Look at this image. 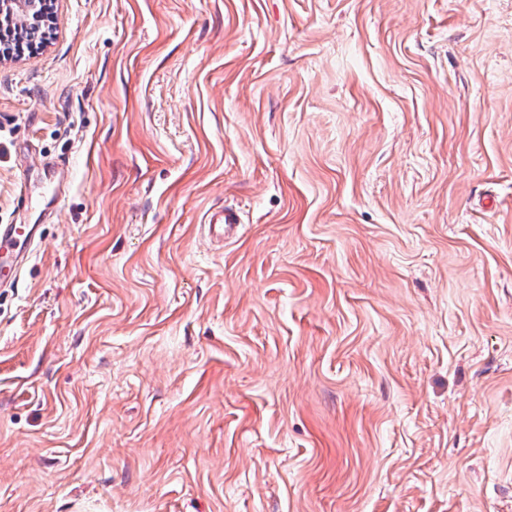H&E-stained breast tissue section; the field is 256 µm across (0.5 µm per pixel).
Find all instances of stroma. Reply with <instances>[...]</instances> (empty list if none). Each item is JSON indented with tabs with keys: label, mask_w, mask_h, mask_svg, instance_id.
<instances>
[{
	"label": "stroma",
	"mask_w": 512,
	"mask_h": 512,
	"mask_svg": "<svg viewBox=\"0 0 512 512\" xmlns=\"http://www.w3.org/2000/svg\"><path fill=\"white\" fill-rule=\"evenodd\" d=\"M48 26L0 62V225L41 227L0 512H512V0Z\"/></svg>",
	"instance_id": "obj_1"
}]
</instances>
